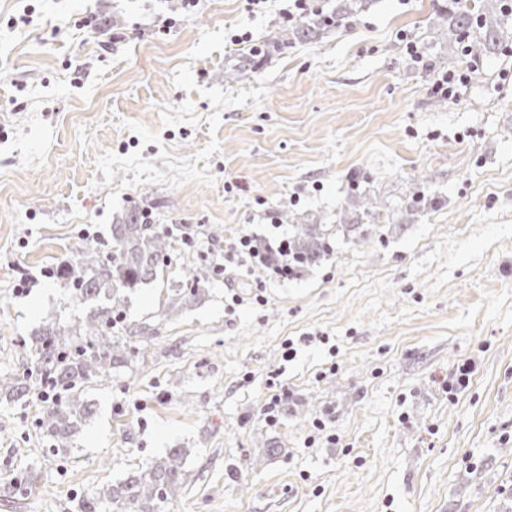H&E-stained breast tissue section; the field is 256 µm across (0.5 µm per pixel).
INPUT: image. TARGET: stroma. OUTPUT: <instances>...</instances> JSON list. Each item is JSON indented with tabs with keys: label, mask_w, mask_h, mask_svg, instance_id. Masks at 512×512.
Listing matches in <instances>:
<instances>
[{
	"label": "stroma",
	"mask_w": 512,
	"mask_h": 512,
	"mask_svg": "<svg viewBox=\"0 0 512 512\" xmlns=\"http://www.w3.org/2000/svg\"><path fill=\"white\" fill-rule=\"evenodd\" d=\"M483 2L370 0L229 83L234 35L262 44L286 0H0V372L87 314L55 276L86 236L109 251L132 209L179 228L68 451L37 394L0 402V512H79L170 448L168 512H512V51L461 54L455 101L431 66L448 10ZM296 223L332 228L299 276L234 251ZM200 263L224 270L166 317ZM470 80L466 71L448 72L441 75L434 83V90L450 100H457L460 91Z\"/></svg>",
	"instance_id": "1"
}]
</instances>
